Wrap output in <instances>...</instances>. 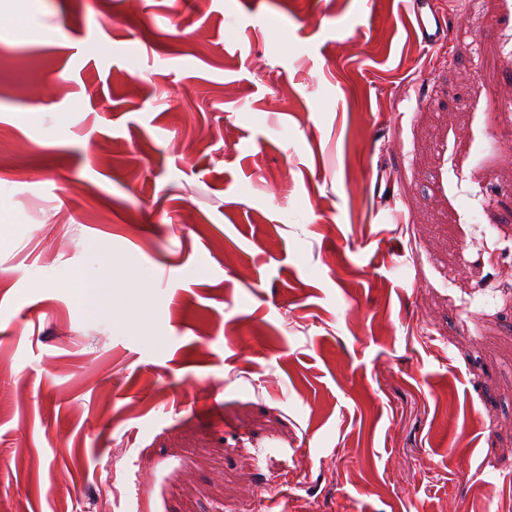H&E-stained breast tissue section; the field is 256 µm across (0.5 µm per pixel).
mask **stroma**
I'll list each match as a JSON object with an SVG mask.
<instances>
[{"instance_id":"35a3bbf8","label":"stroma","mask_w":512,"mask_h":512,"mask_svg":"<svg viewBox=\"0 0 512 512\" xmlns=\"http://www.w3.org/2000/svg\"><path fill=\"white\" fill-rule=\"evenodd\" d=\"M434 8L0 27V512H512V0ZM409 14L408 19L418 42L426 47L434 48L447 43L452 38L449 27H443L435 16L427 13L428 0H406Z\"/></svg>"}]
</instances>
